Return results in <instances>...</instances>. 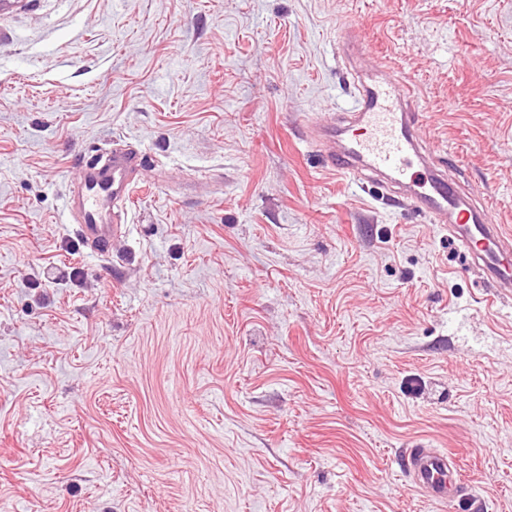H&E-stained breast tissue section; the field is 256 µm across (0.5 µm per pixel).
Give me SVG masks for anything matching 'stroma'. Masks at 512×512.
Masks as SVG:
<instances>
[{"mask_svg":"<svg viewBox=\"0 0 512 512\" xmlns=\"http://www.w3.org/2000/svg\"><path fill=\"white\" fill-rule=\"evenodd\" d=\"M512 226V0L0 5V512H512V293L412 201L331 171L342 26ZM148 167L102 258L79 164ZM401 465L411 487L435 501L461 494L464 483L456 457L437 448H408Z\"/></svg>","mask_w":512,"mask_h":512,"instance_id":"obj_1","label":"stroma"}]
</instances>
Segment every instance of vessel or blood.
<instances>
[{"instance_id":"vessel-or-blood-1","label":"vessel or blood","mask_w":512,"mask_h":512,"mask_svg":"<svg viewBox=\"0 0 512 512\" xmlns=\"http://www.w3.org/2000/svg\"><path fill=\"white\" fill-rule=\"evenodd\" d=\"M353 85L351 109L322 127L323 136L338 145L327 158L330 167L345 175L368 171L411 192L421 214L447 219L449 239L469 255L490 286L511 293L512 230L496 222L487 204L428 163L417 134V115L409 107L407 85L395 75L377 79L359 72L353 75ZM414 160L423 170L417 183L407 173ZM145 166L140 150L119 145L82 161L66 210L94 253L111 251L133 200L136 176ZM401 465L411 487L430 499L442 502L464 490L457 460L445 451L409 448Z\"/></svg>"}]
</instances>
